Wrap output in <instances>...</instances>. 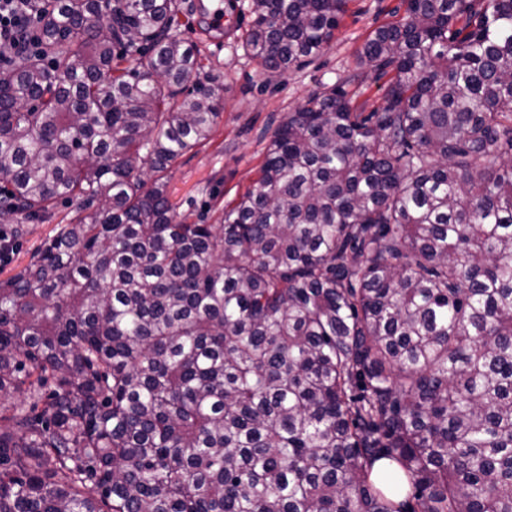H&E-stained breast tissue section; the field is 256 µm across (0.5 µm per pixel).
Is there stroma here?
<instances>
[{
  "label": "stroma",
  "instance_id": "1",
  "mask_svg": "<svg viewBox=\"0 0 512 512\" xmlns=\"http://www.w3.org/2000/svg\"><path fill=\"white\" fill-rule=\"evenodd\" d=\"M248 0H223L224 20L214 26L207 13L214 0H184L178 20L196 44L200 68L193 78L223 90V113L211 139L179 157L168 174L167 192L187 222L218 223L225 205L257 181L268 146L289 112L315 92L351 78L355 105L372 110L384 102L388 77L362 68L359 54L380 26L402 21L404 0H348L347 11L328 46L286 75L272 78L245 47L252 23ZM72 207L59 204L49 221L29 225L11 256L0 266V280L27 263L57 225L67 223Z\"/></svg>",
  "mask_w": 512,
  "mask_h": 512
}]
</instances>
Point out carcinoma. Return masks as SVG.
<instances>
[{"mask_svg": "<svg viewBox=\"0 0 512 512\" xmlns=\"http://www.w3.org/2000/svg\"><path fill=\"white\" fill-rule=\"evenodd\" d=\"M347 0H249L284 75ZM182 0H45L0 68V512H512V0H406L218 224L166 193L220 88ZM382 459L395 484L373 477ZM73 206L69 204H59L49 221L38 224H26L27 233L17 242V247L11 255V261L7 264H1L0 280L7 279L14 273L17 266L27 263L32 254L42 245L43 241L54 234L57 224H67L72 216Z\"/></svg>", "mask_w": 512, "mask_h": 512, "instance_id": "carcinoma-1", "label": "carcinoma"}]
</instances>
